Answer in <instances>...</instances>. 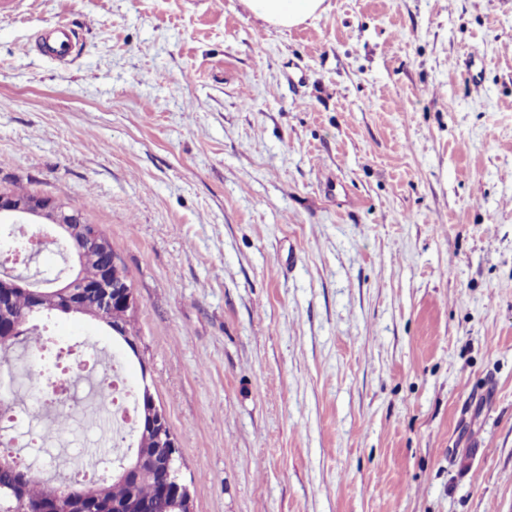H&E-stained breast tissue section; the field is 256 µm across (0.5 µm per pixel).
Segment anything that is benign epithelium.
<instances>
[{"label":"benign epithelium","instance_id":"1","mask_svg":"<svg viewBox=\"0 0 512 512\" xmlns=\"http://www.w3.org/2000/svg\"><path fill=\"white\" fill-rule=\"evenodd\" d=\"M0 217L18 219L23 224L49 226L53 232L62 236L73 245L72 259L74 267L89 260L95 261L102 272L100 281L87 287L79 274L58 285L60 295L77 298L70 306L80 310L89 308L93 318L107 323L114 331L121 326L114 323L115 317L123 311L136 309L138 300L132 287L127 284L121 266L117 264L112 245L102 236L99 226L81 219L65 203L49 196L18 198L0 191ZM43 250L42 243L30 239L19 249H14L3 258L5 263H24ZM29 284L22 278L0 281V309L5 308L4 301L12 292L23 290ZM146 403V417L139 421L143 429L145 448L135 454L129 467L120 474L125 478L133 470L147 471L155 477L166 480V490L176 499L179 512H192V498L188 486L178 480L180 459L178 443L173 435L165 412L159 408L148 385H143Z\"/></svg>","mask_w":512,"mask_h":512}]
</instances>
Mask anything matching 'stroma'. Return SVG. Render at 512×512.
I'll return each instance as SVG.
<instances>
[{
    "mask_svg": "<svg viewBox=\"0 0 512 512\" xmlns=\"http://www.w3.org/2000/svg\"><path fill=\"white\" fill-rule=\"evenodd\" d=\"M325 4L0 8V189L82 209L139 300L135 347L55 315L31 363L119 354L193 512H512V0ZM69 411L63 472L104 444ZM325 0H242L247 11L267 27L289 29L325 11ZM73 42L72 29L67 23L58 22L45 30L39 43L43 55L57 61H64L71 52Z\"/></svg>",
    "mask_w": 512,
    "mask_h": 512,
    "instance_id": "1",
    "label": "stroma"
}]
</instances>
